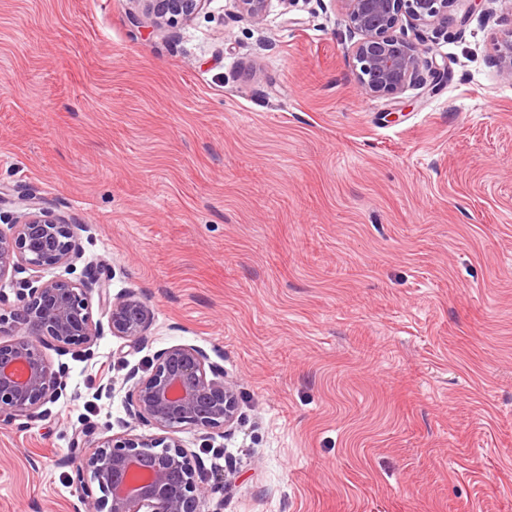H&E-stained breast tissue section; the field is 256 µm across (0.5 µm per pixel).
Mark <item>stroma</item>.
<instances>
[{"label":"stroma","instance_id":"35a3bbf8","mask_svg":"<svg viewBox=\"0 0 512 512\" xmlns=\"http://www.w3.org/2000/svg\"><path fill=\"white\" fill-rule=\"evenodd\" d=\"M438 91L358 87L336 0H0V196L83 224L81 257L153 310L135 348L52 354L68 386L0 428V512H75L85 431L144 428L124 378L204 349L234 425L181 431L207 512H512V0H455ZM143 19L155 27L191 21L208 0H132ZM268 2L269 0H233L239 17L255 24L263 21Z\"/></svg>","mask_w":512,"mask_h":512}]
</instances>
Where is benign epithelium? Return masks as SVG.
<instances>
[{
    "label": "benign epithelium",
    "instance_id": "7a95c632",
    "mask_svg": "<svg viewBox=\"0 0 512 512\" xmlns=\"http://www.w3.org/2000/svg\"><path fill=\"white\" fill-rule=\"evenodd\" d=\"M143 19L155 27L192 20L208 0H132ZM269 0H233L240 18L263 21ZM346 18L355 60V80L370 97H395L423 82L446 79L448 68L426 57L422 33L448 31L453 0H336ZM413 36H408V33ZM498 65L512 78V31L502 40ZM13 232L0 233V281L33 272L17 292L9 318L0 316V425L32 421L41 408L67 387L64 366L47 355L73 346L91 349L103 336L93 322L92 299L107 308L110 333L132 345L143 340L154 314L137 293L112 295L109 278L91 274L75 282L41 281L35 271L69 264L79 258L81 224L56 214L37 197L18 202ZM128 415L154 429L96 439L88 434L73 441L75 481L97 485L100 495L80 498L77 512H203L214 487L203 463L184 445V429L209 432L233 424L238 411L234 383L224 367L194 345L166 347L155 355L144 375L131 374Z\"/></svg>",
    "mask_w": 512,
    "mask_h": 512
}]
</instances>
